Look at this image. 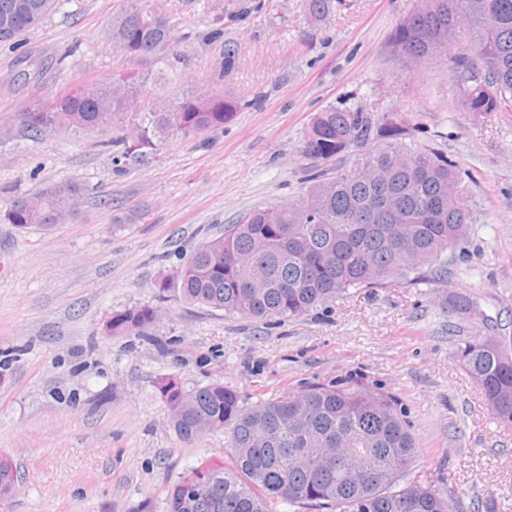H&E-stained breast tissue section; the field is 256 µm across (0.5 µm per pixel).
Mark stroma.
Here are the masks:
<instances>
[{
  "instance_id": "1",
  "label": "stroma",
  "mask_w": 512,
  "mask_h": 512,
  "mask_svg": "<svg viewBox=\"0 0 512 512\" xmlns=\"http://www.w3.org/2000/svg\"><path fill=\"white\" fill-rule=\"evenodd\" d=\"M233 2L157 0L183 37L173 69L113 47L106 32L125 0H63L0 45V125L119 71L145 76L155 99L225 87L249 103L222 128L126 154L110 127L0 141V208L59 182L85 190L71 223L0 222V460L21 475L0 512H167L181 476L227 460L223 432L177 435L159 391L167 377L187 391L224 384L248 405L311 383L364 385L411 425L409 477L444 475L456 512H512V422L488 411L455 357L467 337L512 336V112L472 116L446 61L410 69L394 53L420 0H345L320 27L305 0H265L229 23L240 65L218 80L224 41L205 35ZM331 105L398 113L469 178L476 222L447 285L354 290L268 321L162 291L225 225L299 193L304 131ZM447 293L469 298L473 315L442 308ZM143 306L156 311L143 335L109 334L113 316Z\"/></svg>"
}]
</instances>
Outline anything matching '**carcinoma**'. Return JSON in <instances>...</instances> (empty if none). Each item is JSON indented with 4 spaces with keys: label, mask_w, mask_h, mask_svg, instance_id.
<instances>
[{
    "label": "carcinoma",
    "mask_w": 512,
    "mask_h": 512,
    "mask_svg": "<svg viewBox=\"0 0 512 512\" xmlns=\"http://www.w3.org/2000/svg\"><path fill=\"white\" fill-rule=\"evenodd\" d=\"M0 0V18L14 16L16 40L50 15L59 0ZM262 0H240L217 19L208 39L224 36L225 22L262 10ZM336 0H306L313 26L329 22ZM112 44L134 60L175 67L179 38L169 17L149 0H126L112 16ZM395 50L415 67L449 60L460 107L475 117L512 109V0H422L394 34ZM240 64L237 45L224 41L222 81ZM146 79L118 73L18 114V128L36 138L48 130L117 128L144 148L155 137L200 135L224 127L242 109L232 92L187 93L168 103H144ZM148 113L143 127L128 114ZM307 161L297 199L256 207L224 234L200 244L178 276L183 297L241 317H299L351 288H410L448 278V252L473 224L470 190L447 156L411 138L388 114L331 106L312 118L300 143ZM84 189L72 182L14 196L0 220L18 228L67 224ZM448 311L466 317L473 303L443 297ZM151 307L128 309L108 325L112 334L139 335L152 323ZM456 358L474 379L491 412L512 421V336H470ZM160 393L175 432L186 441L222 431L230 465L205 462L169 491L167 512H271L279 500L304 512H456L429 482L405 479L418 456L410 423L393 398L363 387L309 384L248 407L221 383L192 391L167 379ZM18 484L0 461V494Z\"/></svg>",
    "instance_id": "obj_1"
}]
</instances>
